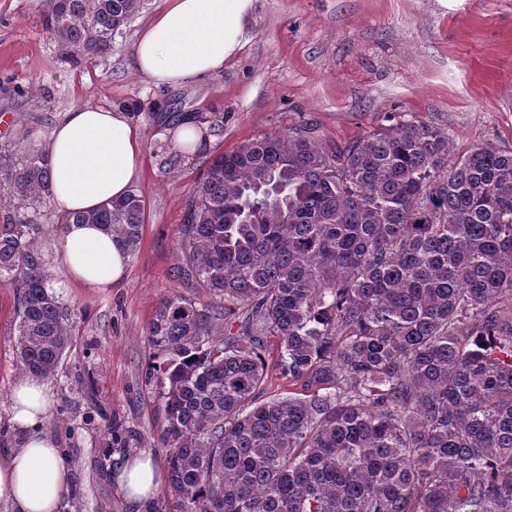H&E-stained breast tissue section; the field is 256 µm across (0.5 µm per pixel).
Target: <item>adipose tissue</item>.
<instances>
[{
	"mask_svg": "<svg viewBox=\"0 0 512 512\" xmlns=\"http://www.w3.org/2000/svg\"><path fill=\"white\" fill-rule=\"evenodd\" d=\"M254 9L255 0H162L134 46L136 71L158 87L222 72L245 45ZM46 155L51 201L69 217L130 193L140 177L143 143L125 110L83 105L64 112ZM54 251L67 277L82 287L104 291L126 275L128 254L96 224L66 225ZM54 404L42 379L29 377L13 388V443L0 450V512H62L72 470L42 429ZM114 478L136 512H154L164 475L151 455L126 457Z\"/></svg>",
	"mask_w": 512,
	"mask_h": 512,
	"instance_id": "obj_1",
	"label": "adipose tissue"
}]
</instances>
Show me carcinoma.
I'll use <instances>...</instances> for the list:
<instances>
[{"label":"carcinoma","instance_id":"cac0c4a2","mask_svg":"<svg viewBox=\"0 0 512 512\" xmlns=\"http://www.w3.org/2000/svg\"><path fill=\"white\" fill-rule=\"evenodd\" d=\"M140 7L46 0L42 23L76 63ZM387 120L332 145L290 120L211 157L187 198L176 277L210 301L169 296L149 329L180 512H512V154ZM50 177L33 148L0 155L18 210L50 200ZM144 218L135 191L73 216L131 255ZM43 233L0 213L16 355L49 378L72 312ZM271 370L301 391L260 398Z\"/></svg>","mask_w":512,"mask_h":512}]
</instances>
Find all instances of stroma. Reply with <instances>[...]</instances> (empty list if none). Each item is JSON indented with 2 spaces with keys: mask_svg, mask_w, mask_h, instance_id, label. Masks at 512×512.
<instances>
[{
  "mask_svg": "<svg viewBox=\"0 0 512 512\" xmlns=\"http://www.w3.org/2000/svg\"><path fill=\"white\" fill-rule=\"evenodd\" d=\"M156 6L143 0L109 54L73 64L40 22L43 0H0L1 153L44 149L63 113L85 103L132 113L144 143L135 188L145 223L122 282L102 292L70 281L54 260L59 214L49 203L37 216L51 285L74 311L44 425L74 471L64 512H131L110 478L116 459L145 452L166 462L148 329L167 296H204L174 269L185 201L210 156L291 119L316 123L323 142L351 141L389 112L445 125L458 153L483 143L512 152V0H256L238 57L183 87L154 86L132 65ZM162 107L223 126L205 128L201 145L167 169L177 129L149 118ZM18 322L16 294L0 285V448L11 445L8 397L23 379Z\"/></svg>",
  "mask_w": 512,
  "mask_h": 512,
  "instance_id": "1",
  "label": "stroma"
}]
</instances>
